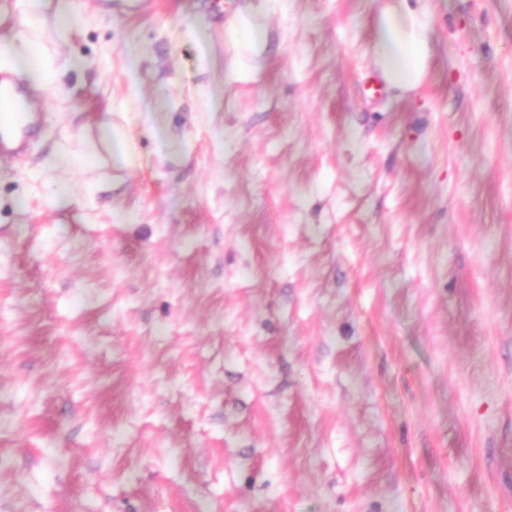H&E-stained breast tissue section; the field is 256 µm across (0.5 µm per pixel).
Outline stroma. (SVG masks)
Listing matches in <instances>:
<instances>
[{"label": "stroma", "mask_w": 512, "mask_h": 512, "mask_svg": "<svg viewBox=\"0 0 512 512\" xmlns=\"http://www.w3.org/2000/svg\"><path fill=\"white\" fill-rule=\"evenodd\" d=\"M415 2L371 99L382 0H0L66 91L0 157V512H512V0ZM411 0H386L375 16L372 55L389 88L413 92L427 79L433 57V28ZM252 16L251 13H239L232 18L226 29L227 36L237 49V56L230 65L232 73L244 68L252 69V66L245 64V59L251 63L255 59L258 63L265 49L266 40L263 31L251 21Z\"/></svg>", "instance_id": "35a3bbf8"}]
</instances>
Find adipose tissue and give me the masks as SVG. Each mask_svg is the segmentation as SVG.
<instances>
[{
    "mask_svg": "<svg viewBox=\"0 0 512 512\" xmlns=\"http://www.w3.org/2000/svg\"><path fill=\"white\" fill-rule=\"evenodd\" d=\"M372 55L388 87L404 92L418 89L427 79L433 57V28L424 10L409 0H386L374 23ZM227 35L237 49L230 68L244 69L246 61L260 59L266 40L250 15L237 14Z\"/></svg>",
    "mask_w": 512,
    "mask_h": 512,
    "instance_id": "obj_1",
    "label": "adipose tissue"
}]
</instances>
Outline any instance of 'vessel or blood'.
I'll use <instances>...</instances> for the list:
<instances>
[{"instance_id":"vessel-or-blood-1","label":"vessel or blood","mask_w":512,"mask_h":512,"mask_svg":"<svg viewBox=\"0 0 512 512\" xmlns=\"http://www.w3.org/2000/svg\"><path fill=\"white\" fill-rule=\"evenodd\" d=\"M30 99L19 76L0 72V155L21 153L38 132L42 115L31 108Z\"/></svg>"}]
</instances>
